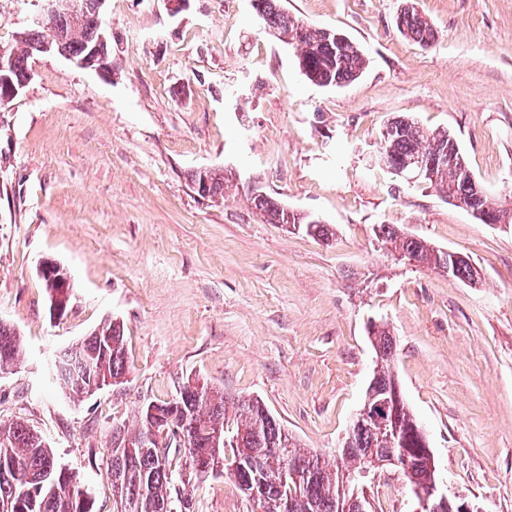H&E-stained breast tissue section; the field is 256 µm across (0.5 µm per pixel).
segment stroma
I'll list each match as a JSON object with an SVG mask.
<instances>
[{"instance_id":"35a3bbf8","label":"stroma","mask_w":512,"mask_h":512,"mask_svg":"<svg viewBox=\"0 0 512 512\" xmlns=\"http://www.w3.org/2000/svg\"><path fill=\"white\" fill-rule=\"evenodd\" d=\"M363 51L361 76L319 87L249 0H106L112 70L54 55L0 103V322L20 333L0 372V422L21 420L112 512L101 461L113 424L198 379L257 398L301 446L334 463L373 377L370 321L387 323L401 390L426 430L447 495L512 512V225L484 224L379 160L388 120L443 128L485 192L512 195V0H281ZM413 5L437 31L396 28ZM37 0H0V49L20 48ZM223 169L211 201L189 175ZM262 191L334 232L271 224ZM392 224L481 272L470 285L382 250ZM73 285L62 317L38 275ZM123 324L122 384L70 399L54 358L99 323ZM195 512H256L224 477L185 484ZM376 512H414L403 475L369 490ZM65 271L61 269V266L49 259L43 260L39 264L38 273L41 279H45L49 286L52 288L50 293L51 305L50 310L52 311L54 316L61 317L65 314L70 297L68 296V291L72 290V283L69 282L68 290L67 284L69 281L68 274H64Z\"/></svg>"}]
</instances>
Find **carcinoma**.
Returning <instances> with one entry per match:
<instances>
[{"instance_id":"obj_1","label":"carcinoma","mask_w":512,"mask_h":512,"mask_svg":"<svg viewBox=\"0 0 512 512\" xmlns=\"http://www.w3.org/2000/svg\"><path fill=\"white\" fill-rule=\"evenodd\" d=\"M255 15L264 28L294 50L296 61L310 69L307 79L322 87L346 85L358 78L366 65L362 50L351 40L335 42L323 27L290 17L280 0H256ZM70 9L59 10L64 33L62 49L70 54L85 52V44L95 32L97 21L89 16L81 29L70 30ZM398 31L425 47L435 42L437 32L418 11H401ZM43 40V32L31 30L22 36L24 48L13 53V78L20 81L30 68L32 44ZM453 156L460 148L445 129L425 130L410 121L401 131L381 138L382 163H406L424 154ZM441 195L461 200L469 197V181L452 166L435 171L429 180ZM251 207L270 224L285 223L286 207L265 195L250 197ZM374 235L381 248L402 258H413L417 265L430 269L447 268L450 276L463 282L481 281L467 256L438 249L392 224H377ZM371 342L376 354V370L370 381L373 393L393 395L396 381L392 371L394 341L389 329L374 327ZM21 352L19 334L14 327L0 322V371L15 364ZM91 364V371L81 379L74 377L76 367ZM60 380L69 395L85 397L91 387L109 379L125 377L123 327L106 320L75 346L58 356ZM166 412L182 423L184 441L173 453L184 458L185 467L198 476L195 458L211 443L210 428L238 417L232 434L239 440L242 467L230 478L240 490L255 489L260 512L281 496L288 497L287 512H372L364 492L357 489L351 476L365 469L377 470L374 463L394 457L400 463L415 498L437 482L432 454L417 448L407 434L417 423L406 401L397 403L385 427H354L340 448L339 461L329 467L325 460L301 448L300 444L268 415L258 399L230 398L224 391L210 389L198 395L189 390L170 401H163ZM138 426L130 429L121 423L112 427L106 456L107 473L112 486V512H181L183 492L176 488L178 475L172 469L173 458L163 464L159 449L147 447L150 422L138 409ZM0 512H93L74 474L60 468L45 438L21 421L0 423Z\"/></svg>"}]
</instances>
